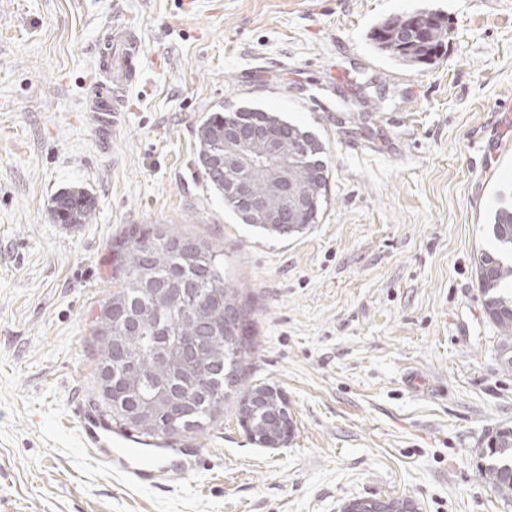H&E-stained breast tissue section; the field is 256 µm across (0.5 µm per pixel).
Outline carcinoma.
<instances>
[{"label":"carcinoma","instance_id":"obj_1","mask_svg":"<svg viewBox=\"0 0 512 512\" xmlns=\"http://www.w3.org/2000/svg\"><path fill=\"white\" fill-rule=\"evenodd\" d=\"M381 54L406 65L428 64L448 45V18L428 9L393 16L370 34ZM257 127L261 136L246 144L255 159L242 168L217 164L224 156V130ZM198 161L206 183L224 198V207L242 223L279 238L293 237L318 223L326 199L328 166L324 143L280 116L260 109L215 111L198 127ZM285 144L288 166L282 194L272 190L267 145ZM288 196V223L270 224L254 213L259 198L275 211ZM498 205L488 214L494 248L482 250L475 267L485 314L495 329L502 368L512 370V183L496 191ZM61 224H85L94 211L84 191H65L54 200ZM251 298L224 272V251L207 239L181 233L171 224H132L112 239V293L99 305L91 334L97 360L98 404L112 424L150 440L195 435L216 426L227 404L240 405L257 390L279 409H288L281 390L253 379L255 340ZM178 343L210 368L208 382L183 367L158 361ZM257 415L243 426L249 440L270 448L288 439L266 432ZM484 483L505 501L512 485L503 473L512 467V445L481 455ZM400 498L357 504L352 512H400Z\"/></svg>","mask_w":512,"mask_h":512}]
</instances>
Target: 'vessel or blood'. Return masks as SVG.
Instances as JSON below:
<instances>
[{
  "mask_svg": "<svg viewBox=\"0 0 512 512\" xmlns=\"http://www.w3.org/2000/svg\"><path fill=\"white\" fill-rule=\"evenodd\" d=\"M112 46L119 54L113 61H98L95 69L100 79L95 94V120L99 126L116 125L125 106L135 74L134 62L142 46L129 27L114 24ZM73 415L78 425V440L91 457L102 466L120 473L129 485L158 486L183 475L197 465V456L184 448H168L158 455L140 451L143 439L113 427L109 416L93 403H78Z\"/></svg>",
  "mask_w": 512,
  "mask_h": 512,
  "instance_id": "obj_1",
  "label": "vessel or blood"
}]
</instances>
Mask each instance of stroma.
Instances as JSON below:
<instances>
[{"label": "stroma", "instance_id": "stroma-1", "mask_svg": "<svg viewBox=\"0 0 512 512\" xmlns=\"http://www.w3.org/2000/svg\"><path fill=\"white\" fill-rule=\"evenodd\" d=\"M421 7L448 17L445 55L380 56L371 28ZM115 23L142 57L104 132L86 106ZM240 107L325 143L307 232L265 237L206 187L197 128ZM511 179L512 0H0V512H512L480 476L512 426V372L475 278ZM78 189L95 210L66 230L52 202ZM132 224L223 246L254 296V377L288 400L284 447L253 444L229 408L179 440L196 470L156 488L80 448L70 406L96 398L92 321Z\"/></svg>", "mask_w": 512, "mask_h": 512}]
</instances>
